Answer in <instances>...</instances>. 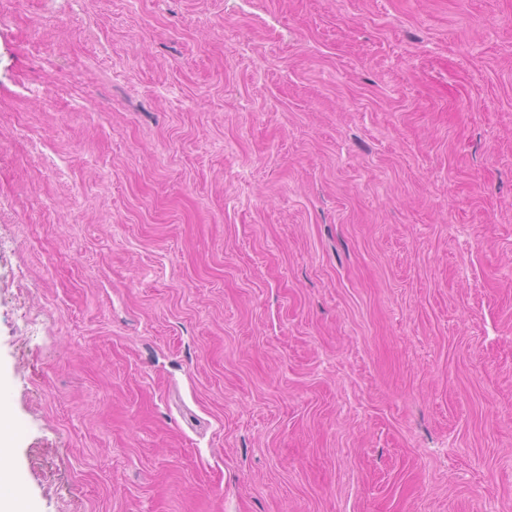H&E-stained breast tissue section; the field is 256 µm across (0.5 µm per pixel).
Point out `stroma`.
Listing matches in <instances>:
<instances>
[{"instance_id": "35a3bbf8", "label": "stroma", "mask_w": 512, "mask_h": 512, "mask_svg": "<svg viewBox=\"0 0 512 512\" xmlns=\"http://www.w3.org/2000/svg\"><path fill=\"white\" fill-rule=\"evenodd\" d=\"M0 376L36 512H512V0H0Z\"/></svg>"}]
</instances>
